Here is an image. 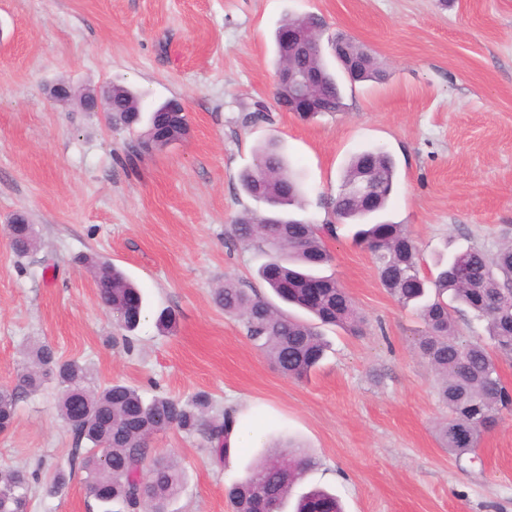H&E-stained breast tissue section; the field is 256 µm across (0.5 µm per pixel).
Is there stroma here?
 Segmentation results:
<instances>
[{
    "label": "stroma",
    "mask_w": 512,
    "mask_h": 512,
    "mask_svg": "<svg viewBox=\"0 0 512 512\" xmlns=\"http://www.w3.org/2000/svg\"><path fill=\"white\" fill-rule=\"evenodd\" d=\"M309 12L326 36L368 48L388 78L353 86L345 111L303 121L273 102L274 32ZM60 80L124 83L145 114L179 101L189 134L128 161L141 126L57 103L49 89ZM256 102L269 120H246ZM272 138L300 171V218L328 223L322 199L336 196L354 154L379 146L397 170L381 219L404 225L424 275L439 253L495 251L512 236V0H0V386L45 342L98 383L147 399L205 392L215 411L246 405L263 425L286 426L315 459L304 487L335 493L345 512H512V414L483 435L476 462L440 447L448 411L413 350L423 324L383 288L350 227L324 235L333 260L322 273L350 294L364 330L325 328L330 349L304 381L278 372L215 305L227 279L264 290L265 254L231 227L263 209L239 176ZM17 213L40 242L25 256L5 234ZM87 256L140 287L145 318L133 333L101 308ZM163 309L174 333L155 324ZM255 454L240 448L218 463L199 435L171 429L152 438L149 458L183 475L168 512H233L225 489ZM74 456L54 385L22 396L0 434V468L36 474L28 512H97L80 477L45 491Z\"/></svg>",
    "instance_id": "35a3bbf8"
}]
</instances>
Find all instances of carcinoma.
<instances>
[{"instance_id": "1", "label": "carcinoma", "mask_w": 512, "mask_h": 512, "mask_svg": "<svg viewBox=\"0 0 512 512\" xmlns=\"http://www.w3.org/2000/svg\"><path fill=\"white\" fill-rule=\"evenodd\" d=\"M297 64L316 66L328 89L324 111L345 110L340 82L324 55L316 53ZM110 122L131 128L141 121L140 99L129 87L112 84ZM168 113V138L181 141L188 135L186 116L179 103L160 105ZM166 142L134 140L130 159L161 151ZM373 160L378 186L376 203L368 207L351 192L365 161ZM397 176L392 157L380 147L367 148L351 158L343 175L341 191L324 203L336 224L357 227L353 238L372 255L380 282L402 306L414 309L424 324L415 340V350L438 376L437 396L448 409L439 423L440 445L460 458L474 454L482 435L504 413H512V390L499 373V361L512 360V242L501 243L492 255L468 247L439 257L435 276L421 273L420 258L413 241L401 224H380L372 218L387 208ZM242 191L266 205L264 212L245 211L234 221L233 233L246 245L263 246L268 258L259 276L276 298L297 307L308 318L291 316L264 297L248 294L233 281L216 289L214 300L224 313L240 319L250 341L285 376L303 380L321 363L329 343L319 325H333L356 335L363 318L352 299L335 280L325 278L326 288L313 305L302 299L303 287L318 277L316 269L330 263L322 234L335 232V224H311L293 216L302 207L300 180L274 140L262 145L254 167L240 176ZM12 250L24 255L38 247L32 227H22L10 240ZM94 273L104 308L119 326L134 331L143 308L131 309L128 299L141 296L139 289L107 260L87 259ZM466 309L483 324L485 336L465 341L458 335L453 312ZM28 366L13 387L0 388V433L12 426L16 405L24 393H33L52 382L59 390V414L65 427L83 447V482L98 512H166L177 493L182 475L175 465L159 461L153 465V481L144 486L139 470L150 453L153 436L170 428L203 436L209 454L218 462L229 455L228 434L231 412L212 416L213 404L205 394L190 401L170 396L145 400L133 387L97 384L88 370L72 360L61 359L44 343L27 352ZM88 401L90 412L79 423L71 421V395ZM313 460L294 441L266 456L245 476L233 481L226 494L235 512H307L309 502L320 501L328 512H342L335 495L319 488L294 493ZM31 476L23 469H0V512H27Z\"/></svg>"}]
</instances>
